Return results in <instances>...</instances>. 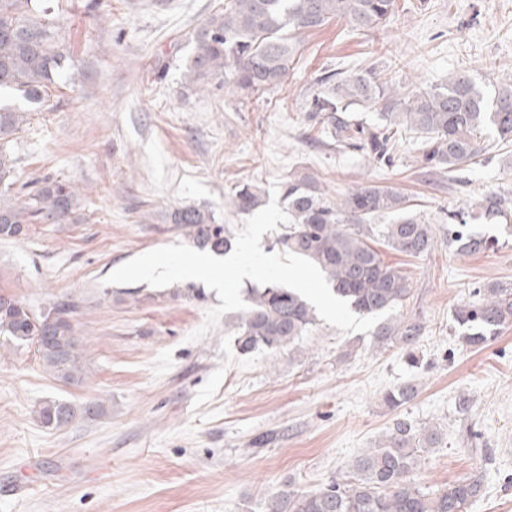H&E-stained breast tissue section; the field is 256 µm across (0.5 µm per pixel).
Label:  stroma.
I'll use <instances>...</instances> for the list:
<instances>
[{
  "label": "stroma",
  "instance_id": "1",
  "mask_svg": "<svg viewBox=\"0 0 512 512\" xmlns=\"http://www.w3.org/2000/svg\"><path fill=\"white\" fill-rule=\"evenodd\" d=\"M90 2L59 0L52 14L71 53L46 104L0 94L30 114L13 142L20 181L75 184L82 217L0 241V290L33 307L78 300L90 370L84 384L64 385L33 347L0 339V512H265L285 482L307 490L343 477L398 415L442 432L412 482L431 491L477 476L484 491L468 512H512V329L475 350L451 320L474 288H512V233L472 222L499 240L475 255L457 254L447 236L450 212L489 193L512 198V144L484 132L480 162L451 173L426 169L416 134L402 129L391 162L379 163L328 145L301 109L328 70L373 67L424 87L463 72L493 90L512 80V0H395L390 19L369 31L332 19L299 36L278 88L248 97L220 80L195 90L183 77L196 29L225 0H103L98 19ZM292 175L314 177L331 199L365 182L393 189L431 225L429 253L382 251L411 286L400 315L424 324L421 366L321 320L292 347L243 355L231 312L190 338L219 305L214 294L174 299L170 287L135 283L125 302L109 297L114 269L188 243L158 223L160 212L193 204L237 230L236 186L267 192ZM401 384L417 394L394 412L382 394ZM50 399L98 400L105 413L50 430L34 414ZM267 433L273 441L253 447Z\"/></svg>",
  "mask_w": 512,
  "mask_h": 512
}]
</instances>
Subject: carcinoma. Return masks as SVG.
<instances>
[{
    "label": "carcinoma",
    "mask_w": 512,
    "mask_h": 512,
    "mask_svg": "<svg viewBox=\"0 0 512 512\" xmlns=\"http://www.w3.org/2000/svg\"><path fill=\"white\" fill-rule=\"evenodd\" d=\"M395 0H227L224 11L212 14L194 33L195 48L184 73L192 88L207 87L222 78L243 94L279 87L297 51L298 35L317 30L334 18H345L357 30H371L394 12ZM70 58V42L36 0H0V92L18 91L31 103L45 100L47 88ZM320 90L306 101L305 111L321 121L339 148L367 149L379 161L390 159L396 130L419 134L422 159L433 169L456 170L477 162L482 133L491 129L503 143L512 140V85L489 95L462 74L434 88L412 87L366 68L347 78L328 72ZM353 106L379 112L385 125L374 131L352 123ZM27 122V113L0 106V240H18L27 225L41 222L76 224L80 199L68 183L45 178L29 187L17 184V157L12 141ZM283 198L291 223L275 240L282 250L303 256L325 275L332 292L348 301L361 316L395 310L409 297L411 286L396 266L384 261L372 246L379 238L392 249L418 256L435 245L431 225L410 214L406 198L369 183L334 200L325 197L310 176L283 183ZM263 204L259 190L241 186L235 196L238 212L249 214ZM393 216L390 224L375 220ZM471 220L512 223V201L491 193L469 211L448 215V247L462 255L484 252L498 239L468 230ZM163 224L185 230L197 248L226 252L233 236L214 213L183 204L161 215ZM249 306L240 317L235 347L243 355L258 350L291 347L316 324L315 308L301 295L281 285L246 289ZM78 304L56 300L32 307L18 299L0 304V336L15 347L32 345L39 362L53 378L81 384L87 371L76 336ZM452 321L462 342L472 349L490 346L512 327V288L479 287L458 304ZM424 333L421 321L389 316L374 328L373 347L397 348L416 362L415 348ZM416 394L411 384L388 390L384 402L401 408ZM104 413L93 401L71 404L43 402L36 410L40 423L59 429L78 417ZM441 431L419 427L397 417L374 447L347 465V476L316 489L289 483L269 499L267 512H468L483 492L482 481L465 478L435 491H424L409 479L422 454L435 447Z\"/></svg>",
    "instance_id": "1"
}]
</instances>
